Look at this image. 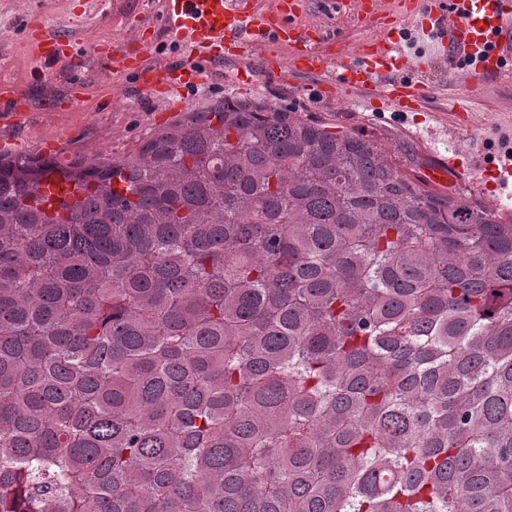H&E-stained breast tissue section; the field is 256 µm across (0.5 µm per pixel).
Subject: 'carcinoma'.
Returning a JSON list of instances; mask_svg holds the SVG:
<instances>
[{"instance_id":"carcinoma-1","label":"carcinoma","mask_w":512,"mask_h":512,"mask_svg":"<svg viewBox=\"0 0 512 512\" xmlns=\"http://www.w3.org/2000/svg\"><path fill=\"white\" fill-rule=\"evenodd\" d=\"M384 155L229 99L0 154V512H512V218Z\"/></svg>"}]
</instances>
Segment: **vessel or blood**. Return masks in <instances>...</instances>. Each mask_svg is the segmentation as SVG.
Returning a JSON list of instances; mask_svg holds the SVG:
<instances>
[{"label":"vessel or blood","mask_w":512,"mask_h":512,"mask_svg":"<svg viewBox=\"0 0 512 512\" xmlns=\"http://www.w3.org/2000/svg\"><path fill=\"white\" fill-rule=\"evenodd\" d=\"M301 4L274 0L271 8L261 9L256 0H168L163 24L188 57L153 70L147 90L169 99L179 89L204 83L209 64L227 58L240 63L239 88H250L257 79L251 59L261 49L274 70L306 75L329 70L337 93H372L396 108L404 101L421 104L427 97L422 76L437 58L467 60L462 78L472 90L486 77L501 74L504 62L512 59V0H399L382 38L330 58L309 50L307 31L291 25ZM280 42L300 50L285 59L270 53V45ZM448 137L458 152L477 154L491 135L476 129L471 113L460 110L453 114ZM489 183L495 196L512 186V159L493 167Z\"/></svg>","instance_id":"vessel-or-blood-1"}]
</instances>
